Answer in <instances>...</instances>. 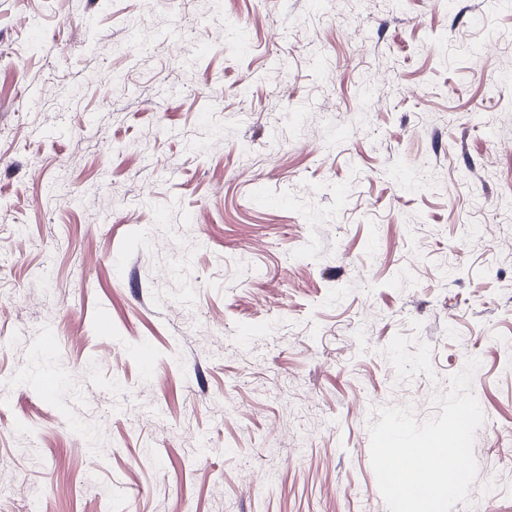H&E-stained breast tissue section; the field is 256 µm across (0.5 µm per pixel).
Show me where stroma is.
Returning a JSON list of instances; mask_svg holds the SVG:
<instances>
[{
    "instance_id": "obj_1",
    "label": "stroma",
    "mask_w": 512,
    "mask_h": 512,
    "mask_svg": "<svg viewBox=\"0 0 512 512\" xmlns=\"http://www.w3.org/2000/svg\"><path fill=\"white\" fill-rule=\"evenodd\" d=\"M471 358L512 512V0H0V512H388Z\"/></svg>"
}]
</instances>
